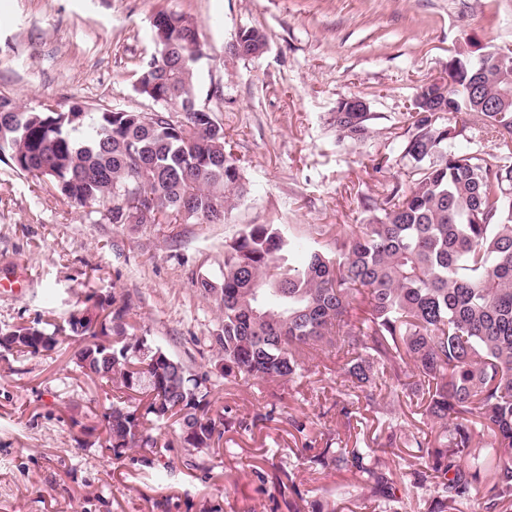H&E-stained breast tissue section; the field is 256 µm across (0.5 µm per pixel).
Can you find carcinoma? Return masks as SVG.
Returning a JSON list of instances; mask_svg holds the SVG:
<instances>
[{
    "label": "carcinoma",
    "instance_id": "cac0c4a2",
    "mask_svg": "<svg viewBox=\"0 0 512 512\" xmlns=\"http://www.w3.org/2000/svg\"><path fill=\"white\" fill-rule=\"evenodd\" d=\"M163 52L141 62L136 92L147 112H114L74 102L64 109L26 108L0 97V161L46 182L80 206H93L112 224H140L175 214L185 222L222 224L248 194L241 168L226 152L224 125L200 103L194 64L201 57L198 26L184 13L161 11L152 20ZM245 53H265L257 28L238 31ZM483 48L465 41L448 60L447 76L414 88L417 111L406 113L399 144L407 185L387 188L383 205L360 198L368 222L329 224L317 231L335 251L289 237L275 224H247L224 244L221 284L197 287L220 296L224 320L215 337L224 352V382L293 379L309 354L337 349L353 400L339 414L351 420L358 402H375L401 389L417 396L438 433L404 434L425 470L414 484L430 483V512H501L512 504V107L486 104L512 95V66L500 68ZM441 112H472L484 120L496 151L462 149L466 125ZM371 112L344 98L332 116L338 139L370 136ZM112 327L86 330L91 338L72 353L84 375L115 388L102 414L112 451L156 448L153 430L174 428L193 456L223 435L211 417L206 379L143 337L129 306L98 304ZM60 326L41 320L3 334L51 336L25 341L18 352L37 355L58 346ZM112 337V362L90 346ZM139 354H133V346ZM499 453L485 483L477 466L484 442ZM315 463L351 470L387 485L373 448H324Z\"/></svg>",
    "mask_w": 512,
    "mask_h": 512
}]
</instances>
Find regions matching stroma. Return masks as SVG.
<instances>
[{"label":"stroma","mask_w":512,"mask_h":512,"mask_svg":"<svg viewBox=\"0 0 512 512\" xmlns=\"http://www.w3.org/2000/svg\"><path fill=\"white\" fill-rule=\"evenodd\" d=\"M162 9L200 25L198 97L219 104L249 194L222 224H111L0 162V279L30 276L22 295H0V330L59 325L92 300L125 299L139 335L207 377L226 429L194 467L179 447L150 464L138 448L117 456L101 429L113 390L73 363L77 338L44 355L0 354V512H313L323 500L336 512H385L381 487L313 463L328 445L380 448L396 512H430L432 490L412 478L424 463L402 441L422 419L390 422L383 402L343 424L344 377L326 357L295 381L225 383L213 341L220 305L196 282L221 280L224 244L244 225L311 239L322 225L366 223L359 197L382 201L405 179L396 145L414 87L442 76L464 39L512 48V0H0V96L30 108L152 109L134 84ZM250 26L266 52L227 60ZM351 95L375 116L357 143L330 123ZM384 154L391 165L375 172Z\"/></svg>","instance_id":"stroma-1"}]
</instances>
